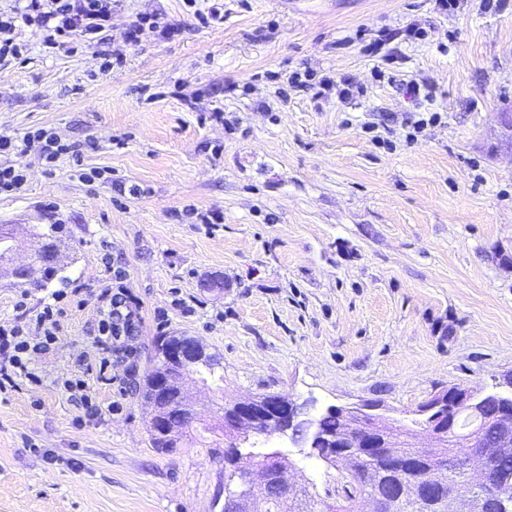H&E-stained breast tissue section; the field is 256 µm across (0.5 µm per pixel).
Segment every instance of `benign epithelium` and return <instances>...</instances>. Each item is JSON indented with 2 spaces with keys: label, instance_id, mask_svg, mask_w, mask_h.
Returning <instances> with one entry per match:
<instances>
[{
  "label": "benign epithelium",
  "instance_id": "obj_1",
  "mask_svg": "<svg viewBox=\"0 0 512 512\" xmlns=\"http://www.w3.org/2000/svg\"><path fill=\"white\" fill-rule=\"evenodd\" d=\"M15 237L7 225L0 227V277L7 276L22 286L37 288L43 281V269L61 265V246L55 245L43 254H35L29 261L16 257ZM174 374L160 372L154 376L151 401L150 428L155 436L168 438L176 428L168 423L164 400L172 390H177V400L184 404L190 398L186 379L197 374V366L213 359L206 346L198 339L184 337L183 342L170 345L162 353ZM331 411L347 423L345 432L328 438L320 432L319 419H303L301 408L288 397L267 394L236 402L224 407L222 425L231 446L238 447L249 441L252 434L271 436L288 435L295 443L315 448L322 442L333 448L325 461L342 467L352 474L351 463L357 455H369L378 448L393 447L396 429L381 413L371 412L361 406L338 407ZM422 421L420 432L428 434L433 447L446 448L448 453L426 465L420 483L429 491L439 486L447 469L457 463L464 465L473 481L484 490L480 497L462 490L448 491V512H489L500 505V512H507L495 481L488 475L489 460L483 437L488 432L497 435L502 448L512 447V379L496 385L487 392H474L461 386L431 396L415 411ZM239 483L225 491L223 512H266L268 503L275 499L288 500L292 486L288 483V468L282 457L272 452L262 463L244 465L237 462ZM410 489L401 484L398 492L388 496L382 492L368 496L363 501L364 512H398L401 500Z\"/></svg>",
  "mask_w": 512,
  "mask_h": 512
}]
</instances>
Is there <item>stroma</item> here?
<instances>
[{"label":"stroma","instance_id":"obj_1","mask_svg":"<svg viewBox=\"0 0 512 512\" xmlns=\"http://www.w3.org/2000/svg\"><path fill=\"white\" fill-rule=\"evenodd\" d=\"M197 12L115 0L102 40L72 54L22 25L24 56L0 65V136L51 128L74 147L50 171L27 156L22 188L0 194L19 257L34 227H64L61 278L0 280V324L71 295L57 344L33 357L41 384L0 395V512H221L224 404L282 394L315 416L376 402L407 427L435 393L512 373V0ZM140 14L175 35L126 41ZM305 71L361 92L288 85ZM424 112L438 122L407 141ZM94 167L109 178L84 182ZM118 287L141 325L102 376L80 360L96 357L102 295ZM161 334L198 338L224 367L221 385L192 386L211 434L169 452L151 447L135 385ZM74 375L110 414L85 416L61 386ZM254 449L290 459L315 505L343 502V471L309 448L273 435L240 452Z\"/></svg>","mask_w":512,"mask_h":512}]
</instances>
